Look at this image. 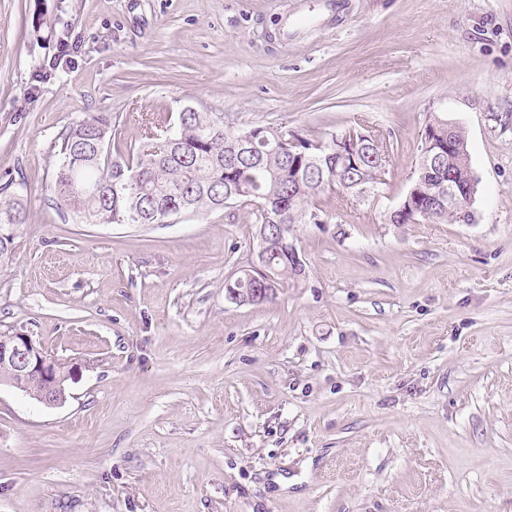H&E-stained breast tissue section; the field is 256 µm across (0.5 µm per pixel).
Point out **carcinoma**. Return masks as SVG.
<instances>
[{
	"mask_svg": "<svg viewBox=\"0 0 512 512\" xmlns=\"http://www.w3.org/2000/svg\"><path fill=\"white\" fill-rule=\"evenodd\" d=\"M117 118L98 112L65 128L58 142L59 161L50 186L59 213L80 224H163L175 207L181 214H201L224 208V191L235 195L229 203L239 206L255 200L266 210L252 209L256 224L281 216L285 244L296 224L297 214L310 209L311 200L322 193L319 183H297L292 162L273 153L283 128L264 127L265 142L257 144L264 163L244 152L230 157L240 131L224 129V116L214 112H188L179 125L175 145L159 154H146L133 147L127 154L116 153L112 171L97 160L96 150L109 146L116 136ZM28 212L15 193L0 187V259L9 256L19 229L28 223ZM416 220L461 224L456 207L428 206ZM273 268V287L303 275V267L288 263V252L268 255Z\"/></svg>",
	"mask_w": 512,
	"mask_h": 512,
	"instance_id": "1",
	"label": "carcinoma"
}]
</instances>
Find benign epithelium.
Segmentation results:
<instances>
[{
	"instance_id": "7a95c632",
	"label": "benign epithelium",
	"mask_w": 512,
	"mask_h": 512,
	"mask_svg": "<svg viewBox=\"0 0 512 512\" xmlns=\"http://www.w3.org/2000/svg\"><path fill=\"white\" fill-rule=\"evenodd\" d=\"M455 126L448 125L447 139L438 137L436 122L424 130L423 166L442 169L445 158L458 152V146L451 136ZM149 152L157 153L168 148L175 139L172 131L165 130L161 134L150 135ZM371 142L377 150L376 178L370 184L360 185L351 191L357 202H367L376 205L382 197V185L386 183L388 172L387 153L383 149L380 138L373 133L356 132L352 129L337 134L332 140L314 142L307 145L308 139L283 131L282 142L288 145V157L294 159L293 169L298 171V179H309L318 173L320 162L336 161V174L343 175L363 166L364 158L361 144ZM309 149H304V146ZM477 193V182L467 178V182L459 181L456 173H448V179L440 180L433 195V202L438 206H457L474 219L471 209ZM423 194L420 184H415L399 206L390 213V217L404 222L406 216L420 213L424 210ZM256 272L255 288H232L228 290V298L235 302L260 301L270 296L273 289L269 288L272 276L269 266L264 262V256L258 255L252 264ZM64 363L49 354L33 336L24 329H11L0 335V368L5 367L12 372L11 385L22 392L33 394L39 402L48 406H59L66 402L68 382L76 381L80 368L70 365L68 375H60Z\"/></svg>"
}]
</instances>
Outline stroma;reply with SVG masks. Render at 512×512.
<instances>
[{
  "instance_id": "obj_1",
  "label": "stroma",
  "mask_w": 512,
  "mask_h": 512,
  "mask_svg": "<svg viewBox=\"0 0 512 512\" xmlns=\"http://www.w3.org/2000/svg\"><path fill=\"white\" fill-rule=\"evenodd\" d=\"M376 131L377 206L327 191L306 272L237 304L247 210L78 224L58 138L121 149L183 107ZM465 131L471 224H393L430 118ZM29 212L0 333L77 364L65 404L0 384V512H512V0H0V186Z\"/></svg>"
}]
</instances>
